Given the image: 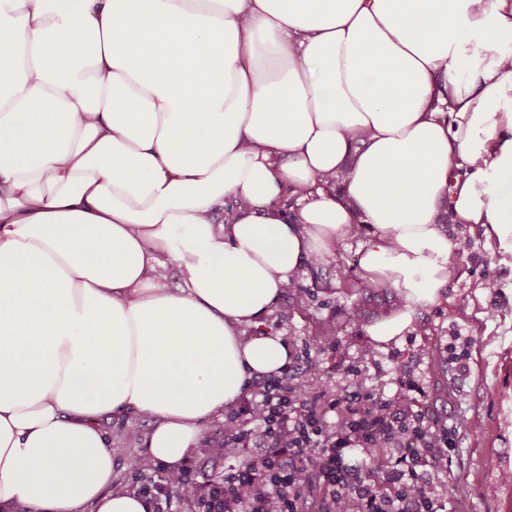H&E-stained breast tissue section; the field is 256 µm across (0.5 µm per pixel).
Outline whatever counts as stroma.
<instances>
[{
  "instance_id": "35a3bbf8",
  "label": "stroma",
  "mask_w": 512,
  "mask_h": 512,
  "mask_svg": "<svg viewBox=\"0 0 512 512\" xmlns=\"http://www.w3.org/2000/svg\"><path fill=\"white\" fill-rule=\"evenodd\" d=\"M444 230L456 245V273L435 303L417 307L412 330L399 341L378 344L368 335L405 300L365 276L363 230L325 261L307 264L260 329L300 356L353 367L376 392L393 393L400 376L423 387V406L455 431L447 467L427 474L445 490L447 512H512V483L500 479L512 472V249L478 224ZM368 349L376 363L364 361ZM223 440V419L207 423L185 462L191 480L221 476L230 463L217 450Z\"/></svg>"
}]
</instances>
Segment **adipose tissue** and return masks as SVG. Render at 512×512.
<instances>
[{"mask_svg":"<svg viewBox=\"0 0 512 512\" xmlns=\"http://www.w3.org/2000/svg\"><path fill=\"white\" fill-rule=\"evenodd\" d=\"M508 42L512 0H0V512H152L103 418L179 472L355 227L379 344L453 276L441 220L512 247ZM107 429L112 433V438L118 441L120 448H124L126 455L133 456L143 449L148 424L139 421L136 425L125 426L122 421L113 419L107 424Z\"/></svg>","mask_w":512,"mask_h":512,"instance_id":"obj_1","label":"adipose tissue"}]
</instances>
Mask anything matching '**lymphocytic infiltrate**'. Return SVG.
Listing matches in <instances>:
<instances>
[{
  "label": "lymphocytic infiltrate",
  "mask_w": 512,
  "mask_h": 512,
  "mask_svg": "<svg viewBox=\"0 0 512 512\" xmlns=\"http://www.w3.org/2000/svg\"><path fill=\"white\" fill-rule=\"evenodd\" d=\"M299 367L292 359L249 382L224 426L236 463L221 480L169 474L143 494L161 498L170 483L182 499L206 497L209 512H444L422 472L446 467L450 434L420 409L413 383L390 397L359 384L311 397L294 383Z\"/></svg>",
  "instance_id": "lymphocytic-infiltrate-1"
}]
</instances>
